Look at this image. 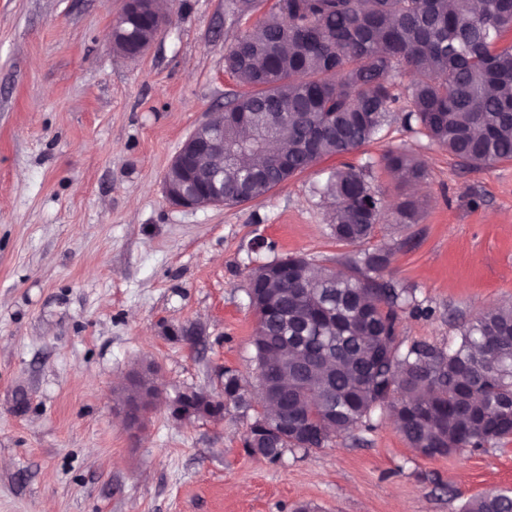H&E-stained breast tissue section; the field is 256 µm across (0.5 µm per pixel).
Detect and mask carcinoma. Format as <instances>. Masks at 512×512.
Here are the masks:
<instances>
[{
	"instance_id": "1",
	"label": "carcinoma",
	"mask_w": 512,
	"mask_h": 512,
	"mask_svg": "<svg viewBox=\"0 0 512 512\" xmlns=\"http://www.w3.org/2000/svg\"><path fill=\"white\" fill-rule=\"evenodd\" d=\"M239 18L258 0H228ZM512 0H276L224 54L225 69L249 91L227 112L270 117V141L288 164L277 165L255 143L251 124H224L237 152L210 162L224 174V205L242 206L322 159L371 142L396 101L394 80L408 72L407 118L468 166L512 159ZM142 35L127 24L112 36L127 54ZM386 167L405 182L425 176L404 151ZM323 195L331 232L348 245L368 241L384 210L382 196L352 166L334 171ZM391 254L364 250L343 258L345 277L301 255L288 256V275L273 261L251 270L248 289L257 326L252 345L266 375L263 414L244 440L251 455L276 462L290 449L325 448L388 407L409 446L428 457L482 448L512 437V304L459 325L448 349L396 341L403 290L383 280ZM249 409L239 375L224 370V401ZM465 512H512V493L471 499Z\"/></svg>"
}]
</instances>
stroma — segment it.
<instances>
[{
    "mask_svg": "<svg viewBox=\"0 0 512 512\" xmlns=\"http://www.w3.org/2000/svg\"><path fill=\"white\" fill-rule=\"evenodd\" d=\"M273 4L234 23L226 0H167L168 24L129 59L111 47L121 0H0V512H461L512 489V438L431 458L385 408L275 463L244 447L256 398L217 420L159 407L136 434L123 420L116 389L144 360L167 394H220L228 368L255 382L247 274L291 254L336 269L354 253L321 193L345 163L385 198L367 246L391 250L384 277L413 297L401 349L447 348L462 320L512 303V160L464 166L406 122L401 98L374 141L264 199L168 200L183 141L243 90L225 47ZM392 149L424 179L399 183ZM407 200L413 224L399 221ZM384 161L386 167L404 182L416 181L425 176L424 165L404 151H389Z\"/></svg>",
    "mask_w": 512,
    "mask_h": 512,
    "instance_id": "stroma-1",
    "label": "stroma"
}]
</instances>
